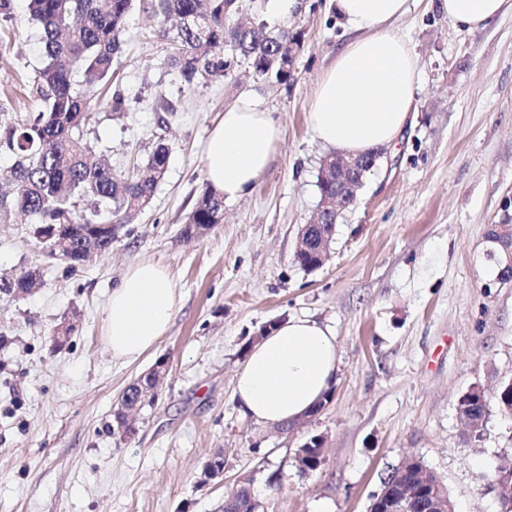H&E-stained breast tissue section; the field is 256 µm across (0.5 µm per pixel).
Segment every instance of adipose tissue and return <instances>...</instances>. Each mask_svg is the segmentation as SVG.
Returning <instances> with one entry per match:
<instances>
[{
    "label": "adipose tissue",
    "instance_id": "obj_1",
    "mask_svg": "<svg viewBox=\"0 0 512 512\" xmlns=\"http://www.w3.org/2000/svg\"><path fill=\"white\" fill-rule=\"evenodd\" d=\"M450 20L471 29L512 13V0H443ZM358 36L322 74L309 119L321 141L347 154L395 145L411 121L420 83L417 58L393 22L408 0H331ZM279 129L259 104L241 98L210 132L206 178L227 200L247 195L268 168ZM176 287L158 264L130 268L112 291L104 335L113 357L137 360L167 330ZM333 329L308 317L278 323L249 350L234 380V397L256 424L276 427L303 418L336 379Z\"/></svg>",
    "mask_w": 512,
    "mask_h": 512
}]
</instances>
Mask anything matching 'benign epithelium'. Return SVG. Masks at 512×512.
Instances as JSON below:
<instances>
[{
	"mask_svg": "<svg viewBox=\"0 0 512 512\" xmlns=\"http://www.w3.org/2000/svg\"><path fill=\"white\" fill-rule=\"evenodd\" d=\"M301 50V44L288 42V52L275 54L270 65L284 68L293 63ZM378 153L359 156L334 154L323 162L321 176L327 182L336 183V190L321 194L318 214L310 221L312 225H335L338 217L357 203V191L363 184V177L376 162ZM499 240L506 262L500 269L501 280H512V222L504 221L499 225ZM165 363L159 362L135 383L127 387L123 396L127 404L137 405L147 396L156 394L160 382L166 375ZM397 479L400 484H383V489L373 501V512H453L444 490L437 485L427 483L422 475L409 478L406 467H397Z\"/></svg>",
	"mask_w": 512,
	"mask_h": 512,
	"instance_id": "benign-epithelium-1",
	"label": "benign epithelium"
}]
</instances>
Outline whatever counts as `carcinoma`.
<instances>
[{
	"mask_svg": "<svg viewBox=\"0 0 512 512\" xmlns=\"http://www.w3.org/2000/svg\"><path fill=\"white\" fill-rule=\"evenodd\" d=\"M132 0H28L31 20L43 32L45 65L34 83L44 111L0 125V155L14 160L11 178L0 183V212L17 210L32 217L41 244L50 255L70 268L87 260L84 239L96 225L125 224L129 215L144 208L166 172L167 149L158 145L147 161L117 174L105 161L92 163L94 146L81 136L102 107L122 109L120 94L105 99L115 55L120 50L125 19ZM161 17L160 32L170 37V65L184 82L192 84L222 75L231 45L254 72L269 82L288 81L289 72L269 68V57L299 33L288 23L272 31L253 19L241 23L239 0H152L147 4ZM83 76L81 85L73 74ZM224 220V197L208 189L186 217L183 235L191 238L193 224H219ZM66 224L57 236L52 225ZM323 225L308 230L307 249L298 264L305 270L320 267L318 247L329 241ZM34 270L0 279V294L27 292L36 287ZM501 414L512 418V382L501 384L494 396ZM457 407L478 421L468 438L480 436L488 407L484 392L472 388ZM323 449L310 438L298 450L302 471L316 469ZM251 487L240 484L224 498V512H253Z\"/></svg>",
	"mask_w": 512,
	"mask_h": 512,
	"instance_id": "obj_1",
	"label": "carcinoma"
}]
</instances>
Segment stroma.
<instances>
[{
    "label": "stroma",
    "instance_id": "obj_1",
    "mask_svg": "<svg viewBox=\"0 0 512 512\" xmlns=\"http://www.w3.org/2000/svg\"><path fill=\"white\" fill-rule=\"evenodd\" d=\"M292 21L303 47L287 82L264 81L242 60L188 86L134 0L112 77L125 104L100 112L83 137L107 146L118 172L167 148L149 205L110 252L73 269L48 256L28 217H0V276L39 273L32 293L0 295V512H219L250 474L264 512H367L409 456L439 476L455 512H499L486 485L512 458V420L489 406L473 442L456 404L470 388L490 396L512 380V282H497L485 256L512 197V14L469 29L441 0H409L394 29L418 57L412 121L365 174L314 271L294 253L332 149L315 138L310 106L356 33L330 0H301ZM10 28L15 40L0 42L6 123L44 108L32 89L41 29L27 0H14ZM248 93L280 128L274 158L248 195L225 202L222 223L184 239L209 186L208 134ZM144 261L170 273L178 298L166 333L128 363L113 357L103 327L113 288ZM303 315L336 332L332 398L293 429L258 425L232 396L235 374L253 336ZM63 323L74 329L58 347L52 334ZM161 361L167 374L137 435H113L124 390ZM314 436L323 461L300 471L295 453ZM218 452L224 476L203 483Z\"/></svg>",
    "mask_w": 512,
    "mask_h": 512
}]
</instances>
